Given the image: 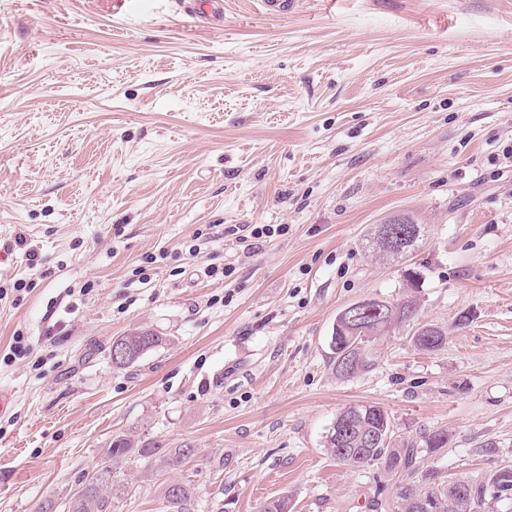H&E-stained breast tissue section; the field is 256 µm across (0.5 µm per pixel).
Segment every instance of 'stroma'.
Listing matches in <instances>:
<instances>
[{"mask_svg":"<svg viewBox=\"0 0 512 512\" xmlns=\"http://www.w3.org/2000/svg\"><path fill=\"white\" fill-rule=\"evenodd\" d=\"M510 149L512 0H297L281 17L224 0L219 19L0 0V286L35 283L0 301V357L16 334L32 346L0 360V512H68L120 436L197 456L114 462L112 512H163L174 481L195 512H369L394 479L325 449L360 405L405 438L447 430L448 480L511 462ZM404 216L419 247L376 260L366 236ZM408 269L446 346L420 353L404 326L372 370L337 377L338 312L402 298ZM135 328L165 341L113 368Z\"/></svg>","mask_w":512,"mask_h":512,"instance_id":"1","label":"stroma"}]
</instances>
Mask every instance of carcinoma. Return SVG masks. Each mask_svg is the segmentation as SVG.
I'll return each mask as SVG.
<instances>
[{
  "mask_svg": "<svg viewBox=\"0 0 512 512\" xmlns=\"http://www.w3.org/2000/svg\"><path fill=\"white\" fill-rule=\"evenodd\" d=\"M425 228L415 220L392 219L375 226L365 247L379 257L403 260L416 251ZM382 317L369 315L358 331L341 333L332 328L329 347L333 370L341 378L367 372L376 364L374 341L391 329L406 325L414 328L412 342L417 350L435 353L447 344V332L429 323H420L419 300L412 294L387 302ZM165 338L150 329L135 330L117 337L113 344L134 350L126 360L112 365L125 369L147 352L160 347ZM448 447V432L435 430L417 440L400 439L390 415L380 406L349 407L339 413L326 435L325 448L331 456L349 467L379 465L398 484L397 512H420V502L429 500L442 505V512H484L489 502L512 501V464L500 467L489 477L467 479L468 493L457 491L458 482L444 480L431 457ZM137 453L153 459L165 470H178L197 456V449L166 448L158 442L136 443L129 438L114 439L106 450V460L86 478L79 497L71 498L68 512H112L111 462ZM195 489L189 484L172 483L163 487L165 512H193Z\"/></svg>",
  "mask_w": 512,
  "mask_h": 512,
  "instance_id": "cac0c4a2",
  "label": "carcinoma"
}]
</instances>
